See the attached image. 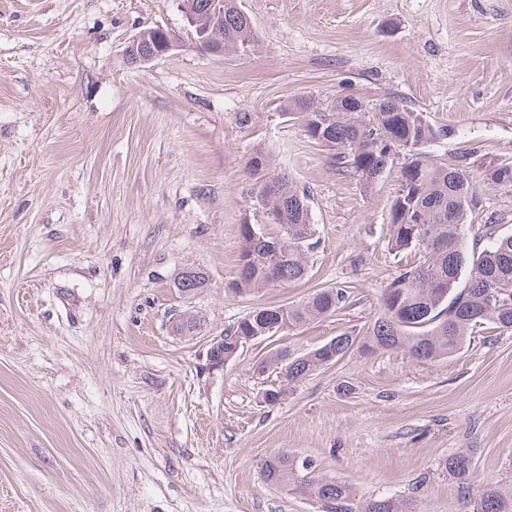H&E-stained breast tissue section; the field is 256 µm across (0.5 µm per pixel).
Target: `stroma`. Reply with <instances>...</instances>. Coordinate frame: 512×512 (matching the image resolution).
<instances>
[{
	"label": "stroma",
	"instance_id": "obj_1",
	"mask_svg": "<svg viewBox=\"0 0 512 512\" xmlns=\"http://www.w3.org/2000/svg\"><path fill=\"white\" fill-rule=\"evenodd\" d=\"M180 3L0 0V512H322L263 480L276 452L359 504L473 512L442 472L461 451L474 485L512 490L510 332L425 363L354 348L274 405V368L254 370L278 347L365 334L414 260L387 249L395 174L365 191L285 102L392 96L452 129L436 159L471 144L512 158V0H238L253 51L184 38L128 64L140 30L183 35ZM259 150L307 193L319 243L304 280L238 297ZM187 268L207 274L191 296L175 285ZM339 284L341 314L210 365L211 340L253 307ZM186 313L201 328L175 335ZM155 46L156 48L145 50L140 44V38L137 37L126 47V57L134 65L149 64L179 48L181 38L172 31L160 28L155 31Z\"/></svg>",
	"mask_w": 512,
	"mask_h": 512
}]
</instances>
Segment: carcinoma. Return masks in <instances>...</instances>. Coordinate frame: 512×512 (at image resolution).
I'll use <instances>...</instances> for the list:
<instances>
[{"instance_id":"1","label":"carcinoma","mask_w":512,"mask_h":512,"mask_svg":"<svg viewBox=\"0 0 512 512\" xmlns=\"http://www.w3.org/2000/svg\"><path fill=\"white\" fill-rule=\"evenodd\" d=\"M255 45L250 17L237 0H224V49L247 52ZM380 111L358 112L345 119L335 107H313L311 99L298 97L285 109L288 118L305 115V127L314 118H324L321 135L334 141L336 161L347 175L357 176L366 186L376 184L403 158L397 187L389 203L388 251L399 255L419 253L383 288L380 315L368 328L360 348L365 351L403 349L418 361L453 355L476 333L491 336L512 333V229L506 230L487 215L488 198L483 188L512 189V161L486 160L478 147L461 148L452 163H437L425 147L449 138L452 129L437 128L421 112H414L394 97L379 100ZM266 181L275 189H261L255 210L279 219L281 234L259 233L252 238L247 225H240L238 265L240 275L227 284L236 296L294 283L308 272L307 253L314 248L315 229L305 193L288 177L273 174ZM485 223L472 232L474 221ZM190 287L178 285L184 294L204 287L205 272L187 268ZM346 285L317 290L297 305L264 304L253 308L224 334V352L229 354L251 340L277 335L283 326L293 328L326 315H337L349 305ZM200 319L185 315L172 327L178 336H193ZM357 336L343 332L321 346L293 356L278 349L273 360L279 385L266 395L286 394V387L301 381L326 362L342 359ZM474 458L459 452L445 460L443 470L458 484L461 494L474 503V512H512V492L487 484L471 483ZM265 482L277 487L298 483L294 461L277 453L264 461ZM325 512H415L392 497L374 499L363 507L354 504L350 485L336 479L306 483Z\"/></svg>"}]
</instances>
